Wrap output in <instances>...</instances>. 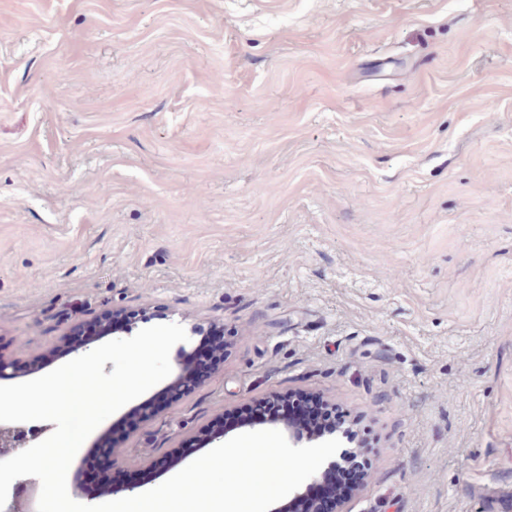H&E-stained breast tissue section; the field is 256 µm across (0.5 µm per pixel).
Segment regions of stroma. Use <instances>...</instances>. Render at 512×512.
<instances>
[{"mask_svg":"<svg viewBox=\"0 0 512 512\" xmlns=\"http://www.w3.org/2000/svg\"><path fill=\"white\" fill-rule=\"evenodd\" d=\"M114 309L230 343L127 481L305 391L373 433L352 512H472L512 479V0H0L5 353Z\"/></svg>","mask_w":512,"mask_h":512,"instance_id":"35a3bbf8","label":"stroma"}]
</instances>
